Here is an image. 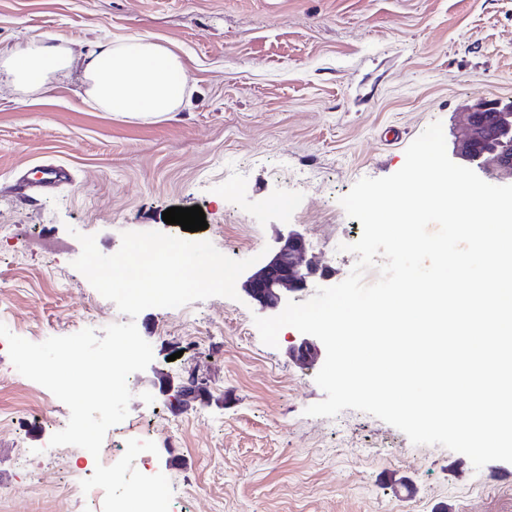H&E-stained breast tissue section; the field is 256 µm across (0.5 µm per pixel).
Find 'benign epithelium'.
<instances>
[{
  "label": "benign epithelium",
  "instance_id": "1",
  "mask_svg": "<svg viewBox=\"0 0 512 512\" xmlns=\"http://www.w3.org/2000/svg\"><path fill=\"white\" fill-rule=\"evenodd\" d=\"M456 146V157L500 181H512V101L478 104L456 131ZM306 251V239L299 231L290 229L279 235L271 258L247 276L244 292L261 310L277 311L286 306L289 294L306 292L316 281L328 279L327 267L302 265ZM318 354L317 342L310 336L301 337L291 351L299 363H309ZM160 394L172 402L204 397L197 383L176 386L171 381L160 386Z\"/></svg>",
  "mask_w": 512,
  "mask_h": 512
}]
</instances>
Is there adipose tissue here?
Returning <instances> with one entry per match:
<instances>
[{
    "label": "adipose tissue",
    "mask_w": 512,
    "mask_h": 512,
    "mask_svg": "<svg viewBox=\"0 0 512 512\" xmlns=\"http://www.w3.org/2000/svg\"><path fill=\"white\" fill-rule=\"evenodd\" d=\"M75 67L82 70L87 95L105 112L147 121L185 103L178 55L147 34L104 40L78 56L53 35L30 38L24 47L0 53V78L27 93L39 90L49 75Z\"/></svg>",
    "instance_id": "adipose-tissue-1"
}]
</instances>
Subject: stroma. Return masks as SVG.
Here are the masks:
<instances>
[{"mask_svg": "<svg viewBox=\"0 0 512 512\" xmlns=\"http://www.w3.org/2000/svg\"><path fill=\"white\" fill-rule=\"evenodd\" d=\"M142 33L179 56L188 96L155 121L89 103L77 73L35 94L0 85V322L40 343L72 334L97 309L103 333L127 317L72 263L78 234L116 253L125 231L210 241L241 260L295 229L306 260L347 278L359 220L339 200L364 177L398 171L405 151L441 122L447 150L468 112L512 100V0H0V50L42 34L81 50ZM60 166L70 181L40 187ZM200 206L207 229L183 231L163 211ZM249 299L211 297L149 308L135 319L153 360L134 373L126 419L104 438L120 459L152 437L170 480V512H512V463L474 469L463 454L415 445L362 411L306 415L322 401V360L295 362L298 330L265 345ZM203 332V348L188 338ZM196 372L205 400L159 393ZM38 410L47 425L15 434L11 418ZM68 407L0 353V512H102L103 491L75 501L78 457L39 461Z\"/></svg>", "mask_w": 512, "mask_h": 512, "instance_id": "1", "label": "stroma"}]
</instances>
